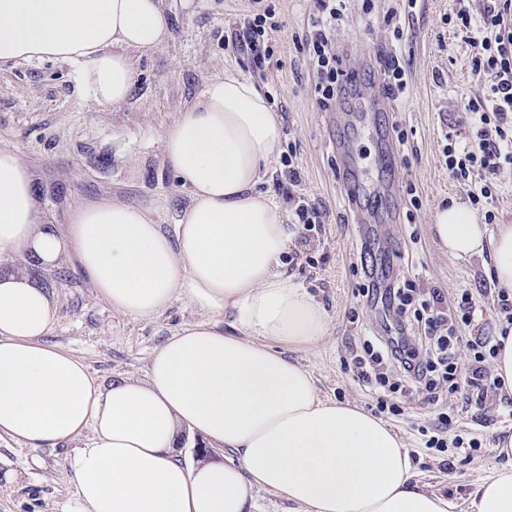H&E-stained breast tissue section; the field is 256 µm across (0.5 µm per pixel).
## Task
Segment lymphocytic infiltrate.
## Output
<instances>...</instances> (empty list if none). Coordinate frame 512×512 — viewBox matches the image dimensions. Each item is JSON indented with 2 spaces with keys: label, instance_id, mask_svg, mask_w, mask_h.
Listing matches in <instances>:
<instances>
[{
  "label": "lymphocytic infiltrate",
  "instance_id": "obj_1",
  "mask_svg": "<svg viewBox=\"0 0 512 512\" xmlns=\"http://www.w3.org/2000/svg\"><path fill=\"white\" fill-rule=\"evenodd\" d=\"M348 0H317L311 19L313 37L309 54L314 62L315 91L321 107L332 100L357 95L356 75L347 71L336 51V22L344 17ZM453 30L472 50V70L479 76L481 92L461 100L462 121L471 139L449 135L443 153L448 175L463 185L473 207L481 209L486 223H494L499 177L512 169V0H456ZM273 9L244 19L231 38L234 51L271 58L269 45L279 24ZM367 301L382 300L394 309L400 333L363 341L353 358L354 379L365 389L386 388L399 394L400 403L379 400V409L402 414L403 403L418 402L433 409L430 427L420 428L424 446L444 453L448 449L476 451L483 444L480 429L494 420H512V397L502 396L488 406L489 393L499 384L486 362L496 353L493 337L468 336L474 302L470 291L447 300L441 289L429 291L428 300L415 302L408 285L381 287L369 280L359 290ZM458 393L463 407L475 411L474 427L460 428L456 414L439 409L444 390Z\"/></svg>",
  "mask_w": 512,
  "mask_h": 512
}]
</instances>
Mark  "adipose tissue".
Instances as JSON below:
<instances>
[{"label":"adipose tissue","instance_id":"adipose-tissue-1","mask_svg":"<svg viewBox=\"0 0 512 512\" xmlns=\"http://www.w3.org/2000/svg\"><path fill=\"white\" fill-rule=\"evenodd\" d=\"M168 35L159 0H0V65L78 64L98 102H124L131 52ZM283 138L267 96L228 72L211 79L162 136L190 203L174 233L122 202L86 203L65 229L43 223L18 150L0 148V255L48 269L73 254L113 310L152 320L187 300L204 320L158 345L145 380L101 387L85 363L43 344L56 319L33 278L0 274V438L30 449L90 447L67 460L77 512H251L257 492L296 512H451L421 486L408 448L381 419L320 396L297 352L329 332L323 303L286 271L297 233L263 184ZM430 231L449 256L490 255L512 289V224L489 232L460 204ZM234 452L192 464L178 428ZM466 512H512V467L476 482Z\"/></svg>","mask_w":512,"mask_h":512}]
</instances>
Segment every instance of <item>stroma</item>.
<instances>
[{"label":"stroma","instance_id":"stroma-1","mask_svg":"<svg viewBox=\"0 0 512 512\" xmlns=\"http://www.w3.org/2000/svg\"><path fill=\"white\" fill-rule=\"evenodd\" d=\"M274 8L280 30L272 38L273 60L225 50L235 23ZM398 0H351L336 30L347 68L363 72L382 47L391 46ZM455 0H418L405 19L401 51L409 63L403 97L379 108L368 97L339 100L322 109L314 92L307 40L315 0H161L169 35L153 53L133 57L136 81L118 105L94 101L69 62L44 60L0 66V148L17 149L40 190L43 223L65 227L76 206L126 202L149 208L165 231H173L189 198L162 158V135L178 112L193 102L213 77L231 71L252 81L281 112L285 139L266 190L285 171L296 149L302 172L297 193L326 207L329 218L309 246L293 245L288 271L326 306L329 333L300 353L322 396L351 401L375 412L377 400L353 378L349 346L382 332L381 309L358 294L365 281L359 261L369 248L389 281L410 279L439 288L447 299L470 289L475 302L469 335L492 334L502 316L484 295L488 259H457L442 251L429 232L442 201L465 202V190L448 175L443 150L448 133H460L461 97L479 84L469 47L455 37L448 17ZM353 162L360 203L350 204L336 172ZM67 273L57 281L56 270ZM56 321L45 345L81 359L101 385L122 375L145 380L153 350L183 326L203 319L186 301L158 319L143 321L112 310L83 277L74 255L43 271ZM357 321H349L350 311ZM406 444L421 483L463 503L478 480L511 464L497 456L499 434L512 422L487 428L484 448L452 457L426 449L417 431L431 417L417 404L402 415L381 414ZM73 447L38 451L0 440V512H75V486L65 467Z\"/></svg>","mask_w":512,"mask_h":512}]
</instances>
